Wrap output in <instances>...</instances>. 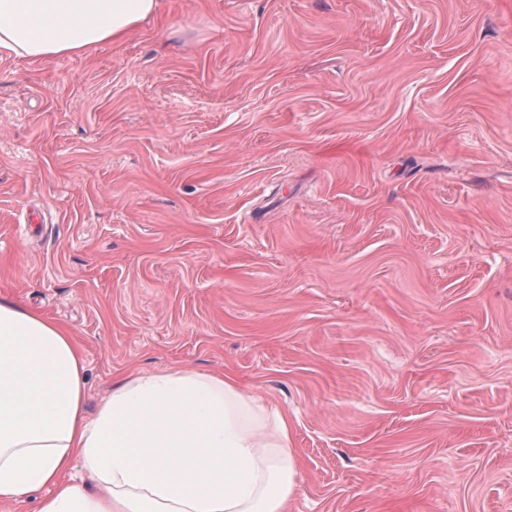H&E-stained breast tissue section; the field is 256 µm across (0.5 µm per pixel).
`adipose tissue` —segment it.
<instances>
[{"mask_svg": "<svg viewBox=\"0 0 512 512\" xmlns=\"http://www.w3.org/2000/svg\"><path fill=\"white\" fill-rule=\"evenodd\" d=\"M158 0H0V49L30 60L124 39ZM64 327L0 300V501L38 512H288L299 459L287 416L231 375L185 368L119 380L84 409ZM47 494L46 489H40L15 500L0 503V512H36L39 501Z\"/></svg>", "mask_w": 512, "mask_h": 512, "instance_id": "obj_1", "label": "adipose tissue"}]
</instances>
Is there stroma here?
Wrapping results in <instances>:
<instances>
[{"label": "stroma", "instance_id": "1", "mask_svg": "<svg viewBox=\"0 0 512 512\" xmlns=\"http://www.w3.org/2000/svg\"><path fill=\"white\" fill-rule=\"evenodd\" d=\"M0 299L288 415V512H512V0H161L0 50Z\"/></svg>", "mask_w": 512, "mask_h": 512}]
</instances>
